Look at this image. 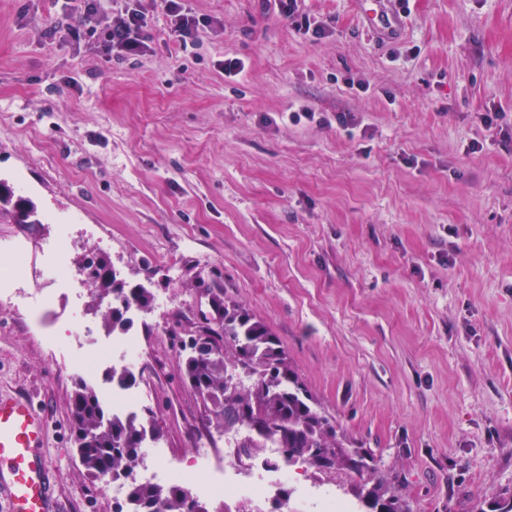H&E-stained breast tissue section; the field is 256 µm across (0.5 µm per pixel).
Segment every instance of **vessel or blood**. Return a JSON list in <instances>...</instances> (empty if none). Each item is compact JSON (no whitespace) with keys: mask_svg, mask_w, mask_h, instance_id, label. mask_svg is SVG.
I'll return each mask as SVG.
<instances>
[{"mask_svg":"<svg viewBox=\"0 0 512 512\" xmlns=\"http://www.w3.org/2000/svg\"><path fill=\"white\" fill-rule=\"evenodd\" d=\"M368 25L398 30L401 20L383 0H370ZM49 417L27 392H0V512H61L46 455Z\"/></svg>","mask_w":512,"mask_h":512,"instance_id":"1","label":"vessel or blood"}]
</instances>
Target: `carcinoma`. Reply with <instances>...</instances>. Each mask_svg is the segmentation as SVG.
Masks as SVG:
<instances>
[{"label":"carcinoma","instance_id":"obj_1","mask_svg":"<svg viewBox=\"0 0 512 512\" xmlns=\"http://www.w3.org/2000/svg\"><path fill=\"white\" fill-rule=\"evenodd\" d=\"M0 218L11 224L25 219L40 224L35 204L15 197L11 187L0 191ZM79 270L91 287L93 301L112 298L101 311L112 331L130 322L131 310L151 307L152 293L127 287L108 257L86 256ZM217 322H203L190 331L193 345L183 347L185 375L221 433H241L240 448L256 451L271 443L281 460L350 477L348 492L359 512H410L398 477L382 472L373 455L329 417L292 368L277 335L219 287L212 292ZM70 413L79 461L88 478L111 477L126 487V512H209L199 496L188 504L189 489L179 482L161 485L132 478L143 463L141 443L149 420L108 414L96 390L79 381Z\"/></svg>","mask_w":512,"mask_h":512}]
</instances>
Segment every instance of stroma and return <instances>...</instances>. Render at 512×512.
I'll use <instances>...</instances> for the list:
<instances>
[{
    "mask_svg": "<svg viewBox=\"0 0 512 512\" xmlns=\"http://www.w3.org/2000/svg\"><path fill=\"white\" fill-rule=\"evenodd\" d=\"M186 5L213 20L196 45L175 50L154 12L145 55L117 59L61 28L78 0H0V180L48 218L0 222V239L38 265L72 225L71 259L106 254L152 292L134 390L168 464L195 471L218 435L177 339L217 284L404 477L411 512L512 493V140L479 119L512 129V0H404L394 39L367 27L366 0H301L319 35L272 0ZM227 56L245 65L233 80ZM78 291L37 318L0 304V390L46 408L65 512H113L73 444L80 372L43 341L79 319L102 333Z\"/></svg>",
    "mask_w": 512,
    "mask_h": 512,
    "instance_id": "1",
    "label": "stroma"
}]
</instances>
